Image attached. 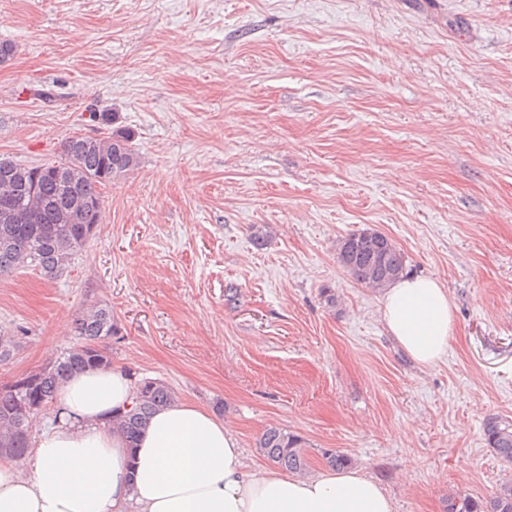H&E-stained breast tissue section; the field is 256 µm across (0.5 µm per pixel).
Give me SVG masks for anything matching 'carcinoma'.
<instances>
[{"mask_svg": "<svg viewBox=\"0 0 512 512\" xmlns=\"http://www.w3.org/2000/svg\"><path fill=\"white\" fill-rule=\"evenodd\" d=\"M140 155L132 134L121 128L96 138L74 134L68 137L59 160L25 166L0 160V274L33 267L55 279L69 267L90 238L87 216L100 220V187L110 185L138 169ZM9 200L34 220L19 223ZM337 260L351 278L369 285V270L375 263L403 274L406 257L387 236L370 230L354 232L338 243ZM80 342L38 372L0 387V456L21 458L30 448L31 417L48 409L62 382L86 367L109 363L101 349L105 340L118 335L112 309L95 304L75 320ZM128 413L113 422L130 440H135L152 414L174 400L165 383L142 380ZM484 435L493 452L512 462V424L495 417L486 419ZM257 447L268 460L302 474L307 458L302 441L280 428L267 429ZM448 512H512V482L499 486L486 500L464 496L448 502Z\"/></svg>", "mask_w": 512, "mask_h": 512, "instance_id": "obj_1", "label": "carcinoma"}]
</instances>
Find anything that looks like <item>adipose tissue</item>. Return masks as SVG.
Returning a JSON list of instances; mask_svg holds the SVG:
<instances>
[{
    "instance_id": "ef3b65f1",
    "label": "adipose tissue",
    "mask_w": 512,
    "mask_h": 512,
    "mask_svg": "<svg viewBox=\"0 0 512 512\" xmlns=\"http://www.w3.org/2000/svg\"><path fill=\"white\" fill-rule=\"evenodd\" d=\"M382 317L425 367L441 359L454 329L446 288L427 276L394 281ZM135 392L122 369L75 372L56 396L57 422L24 463L0 458V512H394L380 483L354 469L303 477L250 468L223 417L189 403L159 408L128 444L112 420Z\"/></svg>"
}]
</instances>
